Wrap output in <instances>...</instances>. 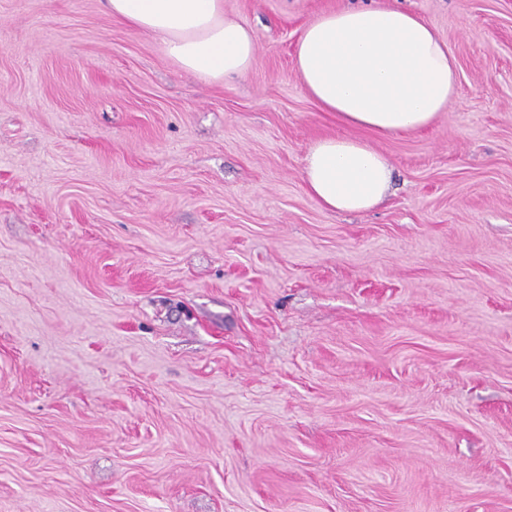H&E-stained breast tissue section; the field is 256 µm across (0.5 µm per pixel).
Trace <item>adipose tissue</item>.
Returning a JSON list of instances; mask_svg holds the SVG:
<instances>
[{
	"label": "adipose tissue",
	"instance_id": "obj_1",
	"mask_svg": "<svg viewBox=\"0 0 512 512\" xmlns=\"http://www.w3.org/2000/svg\"><path fill=\"white\" fill-rule=\"evenodd\" d=\"M104 7L154 34L177 67L204 81L243 76L255 63L253 31L225 15L224 0H104ZM295 66L323 110L382 136L429 126L447 110L458 80L446 41L390 0L318 14L299 33ZM302 178L322 208L359 213L383 201L392 167L362 140L331 136L311 146Z\"/></svg>",
	"mask_w": 512,
	"mask_h": 512
}]
</instances>
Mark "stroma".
Instances as JSON below:
<instances>
[{"mask_svg": "<svg viewBox=\"0 0 512 512\" xmlns=\"http://www.w3.org/2000/svg\"><path fill=\"white\" fill-rule=\"evenodd\" d=\"M224 0L239 78L102 0H0V512H512V0H396L447 41L428 128L344 125L301 28ZM388 156L322 208L317 139ZM302 174L308 194L322 208L359 213L383 201L392 167L384 155L362 140L331 136L311 146Z\"/></svg>", "mask_w": 512, "mask_h": 512, "instance_id": "obj_1", "label": "stroma"}]
</instances>
